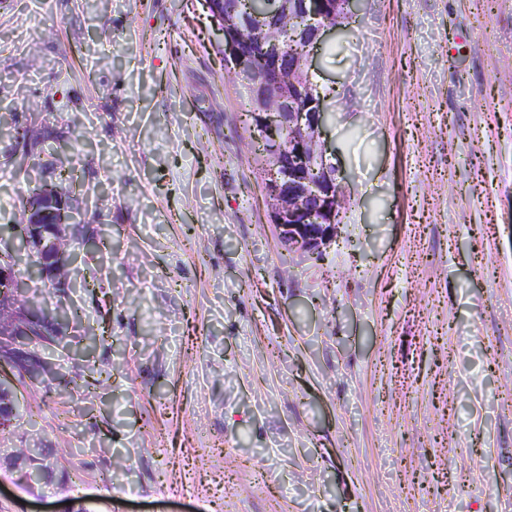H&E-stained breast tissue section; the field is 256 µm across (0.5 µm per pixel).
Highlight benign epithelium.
<instances>
[{"label": "benign epithelium", "mask_w": 512, "mask_h": 512, "mask_svg": "<svg viewBox=\"0 0 512 512\" xmlns=\"http://www.w3.org/2000/svg\"><path fill=\"white\" fill-rule=\"evenodd\" d=\"M355 0H269L275 9H285L282 25L270 28L262 14L242 16L244 35L224 39L226 69L244 81L254 103L250 113L254 127L269 138L273 163L266 170L264 191L271 205L270 222L281 245L303 256H321L336 241L337 216L343 196L336 168L328 163L320 141L323 113L298 98L310 70V54L322 36L336 29L332 3L345 14ZM299 23L305 55L281 67L282 33ZM294 90H285V85ZM288 134V148L280 146V134ZM25 231L13 250L0 252V311L11 318L0 323V365L23 373L42 370V361L30 350L44 333V317L16 307L17 296L28 287L20 277V258H44L62 253L67 229L82 223L73 199L61 194L51 182H43L42 202L26 206Z\"/></svg>", "instance_id": "1"}]
</instances>
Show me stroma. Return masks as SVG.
Here are the masks:
<instances>
[{
  "instance_id": "obj_1",
  "label": "stroma",
  "mask_w": 512,
  "mask_h": 512,
  "mask_svg": "<svg viewBox=\"0 0 512 512\" xmlns=\"http://www.w3.org/2000/svg\"><path fill=\"white\" fill-rule=\"evenodd\" d=\"M311 72L343 186L316 260L202 0H0V121L42 134L0 136V244L88 141L72 286L35 287L83 314L6 381L0 512H512V0H361Z\"/></svg>"
}]
</instances>
